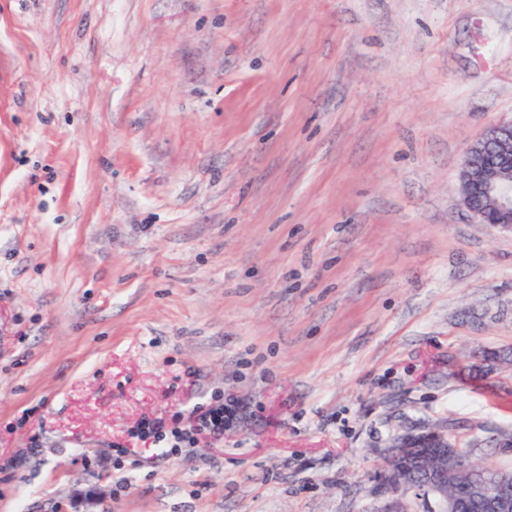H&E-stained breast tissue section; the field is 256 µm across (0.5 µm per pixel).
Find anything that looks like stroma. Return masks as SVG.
I'll return each mask as SVG.
<instances>
[{
	"label": "stroma",
	"mask_w": 512,
	"mask_h": 512,
	"mask_svg": "<svg viewBox=\"0 0 512 512\" xmlns=\"http://www.w3.org/2000/svg\"><path fill=\"white\" fill-rule=\"evenodd\" d=\"M512 0H0V512H427L512 466ZM224 404L175 446L142 421ZM460 205L481 224L512 232V118L490 125L460 163ZM192 417L193 420L188 428L174 434L179 442L186 440L190 442L195 433L205 432L212 436L224 433V404L207 407ZM452 436L448 430H433L422 435H410L386 449L387 464L379 472L381 487L388 493L399 490L412 491L425 499L432 497L438 502L439 512H461V503L456 494L448 495V485L458 483L461 472L474 471V463L464 448H459L456 442L448 440ZM428 441L432 451L426 454L415 453L417 444ZM452 460L455 467H438L431 464V460ZM408 469H417L415 473L418 482L412 483L406 476Z\"/></svg>",
	"instance_id": "obj_1"
}]
</instances>
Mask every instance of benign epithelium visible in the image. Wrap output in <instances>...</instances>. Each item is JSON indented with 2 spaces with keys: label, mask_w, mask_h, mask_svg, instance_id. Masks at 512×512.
I'll return each mask as SVG.
<instances>
[{
  "label": "benign epithelium",
  "mask_w": 512,
  "mask_h": 512,
  "mask_svg": "<svg viewBox=\"0 0 512 512\" xmlns=\"http://www.w3.org/2000/svg\"><path fill=\"white\" fill-rule=\"evenodd\" d=\"M460 205L481 224L512 232V119L490 125L484 134L466 147L460 163ZM421 441L432 451L415 453ZM387 464L379 472L381 487L388 493L412 491L438 502L439 512H461L456 495L448 486L458 483L462 472L474 470L468 452L448 439V431L433 430L420 436L410 435L386 449ZM417 469L425 478L411 482L406 473ZM512 471L488 467L479 471L471 485V500L483 512H512Z\"/></svg>",
  "instance_id": "7a95c632"
}]
</instances>
